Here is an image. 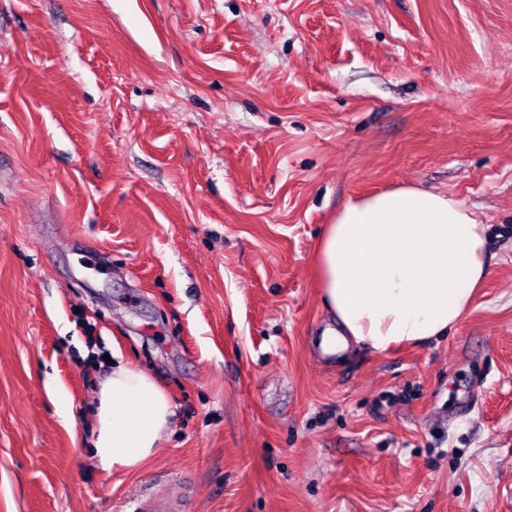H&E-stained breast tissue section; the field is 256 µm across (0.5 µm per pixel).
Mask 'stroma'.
Here are the masks:
<instances>
[{
	"mask_svg": "<svg viewBox=\"0 0 512 512\" xmlns=\"http://www.w3.org/2000/svg\"><path fill=\"white\" fill-rule=\"evenodd\" d=\"M414 185L488 224L448 336L328 356L314 250ZM173 405L89 446L103 355ZM512 512V0H0V512ZM134 508L132 512H188L164 498L146 493L131 501Z\"/></svg>",
	"mask_w": 512,
	"mask_h": 512,
	"instance_id": "1",
	"label": "stroma"
}]
</instances>
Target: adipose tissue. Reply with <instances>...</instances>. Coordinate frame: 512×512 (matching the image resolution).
Listing matches in <instances>:
<instances>
[{"mask_svg": "<svg viewBox=\"0 0 512 512\" xmlns=\"http://www.w3.org/2000/svg\"><path fill=\"white\" fill-rule=\"evenodd\" d=\"M488 227L453 196L399 186L353 196L326 225L316 263L333 320L321 346L381 355L447 336L489 271ZM172 404L121 352L98 391L90 444L112 473L141 467L167 434Z\"/></svg>", "mask_w": 512, "mask_h": 512, "instance_id": "ef3b65f1", "label": "adipose tissue"}]
</instances>
